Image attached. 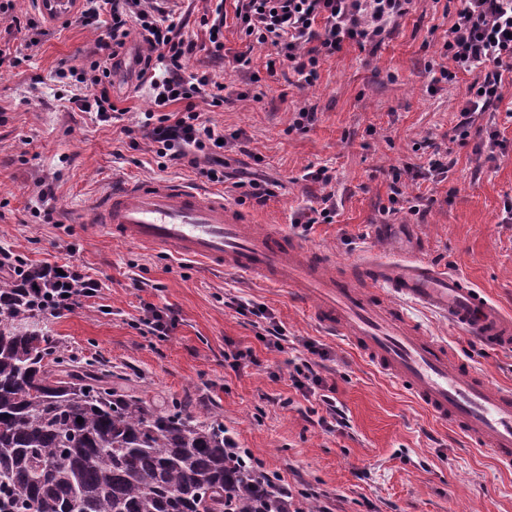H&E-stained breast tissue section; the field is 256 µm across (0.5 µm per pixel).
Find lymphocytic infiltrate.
<instances>
[{
    "instance_id": "1",
    "label": "lymphocytic infiltrate",
    "mask_w": 512,
    "mask_h": 512,
    "mask_svg": "<svg viewBox=\"0 0 512 512\" xmlns=\"http://www.w3.org/2000/svg\"><path fill=\"white\" fill-rule=\"evenodd\" d=\"M413 0H234L240 32L252 44L271 46L279 63L288 65L306 83H313L322 62L340 51L344 43L376 46L390 32L395 18L406 14ZM81 20L100 34L86 64L59 69V83L74 88L73 100L96 112L100 122L114 124L125 112L112 99V72L131 34L147 46L140 55L141 74L149 75L151 106L142 123L151 131L159 169L174 164L197 169L208 181L225 178L226 152L240 144L238 134L223 130L197 109L201 100L218 107L224 103V85L207 71L187 73L186 61L198 43L186 32L182 17L154 4L153 0H83ZM446 66L442 80L477 72L468 87L458 130L465 131L478 113L501 101L503 72L512 65V0H459L443 45ZM181 111H170L173 103ZM59 295L51 316L73 310L81 299L95 297L99 282L76 265L56 275ZM229 307L252 319L258 338L269 350H283L288 336L273 313L253 300L230 298ZM323 361L304 359L295 364L290 381L305 399L322 409L319 425L333 429L346 425L336 401V388L322 375Z\"/></svg>"
}]
</instances>
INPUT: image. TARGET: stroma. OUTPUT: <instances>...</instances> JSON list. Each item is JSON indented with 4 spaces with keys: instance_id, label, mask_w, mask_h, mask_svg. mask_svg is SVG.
<instances>
[{
    "instance_id": "1",
    "label": "stroma",
    "mask_w": 512,
    "mask_h": 512,
    "mask_svg": "<svg viewBox=\"0 0 512 512\" xmlns=\"http://www.w3.org/2000/svg\"><path fill=\"white\" fill-rule=\"evenodd\" d=\"M456 7V0H416L378 47L344 44L308 85L284 67L267 74L271 49L250 46L226 0L225 61L201 50L186 67L212 72L224 85L223 106L201 101L197 109L225 133L243 132L246 153L228 157L233 180L262 177L277 184L266 205L242 204L249 223L278 226L339 267L364 253L427 260L463 275L512 312V223L502 221L512 198V122L506 119L512 87L467 139L459 138L463 95L474 77L437 83L429 69L443 62ZM10 23L0 18V42L23 60L0 66V249L35 265L82 266L101 284L97 297L42 320L48 335L156 406L176 398L198 419L219 416L239 447L282 483L312 493L324 512H512V472L487 451L467 447L346 341L326 334L290 292L82 223L80 212L115 182L179 179L217 193L225 186L180 165L158 169L141 123L151 106L141 80L129 78L113 96L127 111L120 126L71 102L56 71L84 63L96 29L74 18L47 28L30 49L25 30ZM237 54L250 59L259 82L236 71ZM303 107L316 119L298 130L293 121ZM494 129L506 156L491 162L481 148ZM437 151L453 161L442 181L427 174ZM322 165L336 174L335 221L307 231L292 226L294 213L324 192L305 178ZM397 177L409 196H420L419 214L384 215ZM46 183L54 195L50 223L34 213ZM229 296L272 309L288 333L284 350L265 349L255 328L226 306ZM149 304L174 312L167 336L141 325ZM411 315L494 384L512 387V350L485 348L427 312ZM309 342L329 356L326 377L349 420L343 431L313 423L309 402L289 381L295 363L307 358ZM247 347L260 366H225L226 353Z\"/></svg>"
}]
</instances>
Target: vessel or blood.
<instances>
[{
  "label": "vessel or blood",
  "instance_id": "1",
  "mask_svg": "<svg viewBox=\"0 0 512 512\" xmlns=\"http://www.w3.org/2000/svg\"><path fill=\"white\" fill-rule=\"evenodd\" d=\"M34 4L54 24L71 17L79 0ZM86 219L114 238L291 290L326 333L351 341L370 366L469 446L512 467V390L456 360L446 342L422 335L407 310L419 305L482 345L511 350L512 315L468 280L415 259L363 256L339 270L281 230L248 224L223 196L181 181L112 184Z\"/></svg>",
  "mask_w": 512,
  "mask_h": 512
}]
</instances>
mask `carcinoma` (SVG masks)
<instances>
[{
	"mask_svg": "<svg viewBox=\"0 0 512 512\" xmlns=\"http://www.w3.org/2000/svg\"><path fill=\"white\" fill-rule=\"evenodd\" d=\"M54 288L39 265L0 278V512H292L223 423L118 390L46 336Z\"/></svg>",
	"mask_w": 512,
	"mask_h": 512,
	"instance_id": "carcinoma-1",
	"label": "carcinoma"
}]
</instances>
